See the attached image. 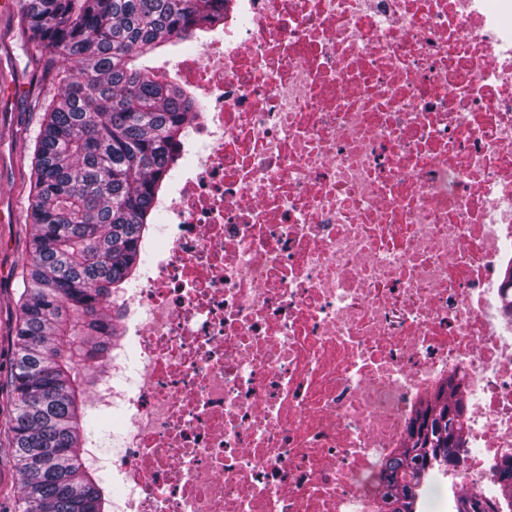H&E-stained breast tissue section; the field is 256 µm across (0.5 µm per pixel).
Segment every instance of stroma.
Instances as JSON below:
<instances>
[{
  "label": "stroma",
  "instance_id": "1",
  "mask_svg": "<svg viewBox=\"0 0 512 512\" xmlns=\"http://www.w3.org/2000/svg\"><path fill=\"white\" fill-rule=\"evenodd\" d=\"M18 5L0 9V380H6L14 356L17 291L27 269L31 226L27 217L30 157L43 100L58 94L57 63L31 58L15 34ZM7 414H0V512H22L19 473L5 444Z\"/></svg>",
  "mask_w": 512,
  "mask_h": 512
}]
</instances>
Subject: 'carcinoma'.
<instances>
[{"label": "carcinoma", "instance_id": "cac0c4a2", "mask_svg": "<svg viewBox=\"0 0 512 512\" xmlns=\"http://www.w3.org/2000/svg\"><path fill=\"white\" fill-rule=\"evenodd\" d=\"M20 36L62 63V90L42 109L31 148L32 255L17 300L8 448L24 512H107L84 456L89 390L104 379L117 336L109 301L143 264L171 164L202 103L138 61L224 17V0H20ZM463 375L419 400L373 482V512H417L436 467L467 454ZM512 512V455L493 467Z\"/></svg>", "mask_w": 512, "mask_h": 512}]
</instances>
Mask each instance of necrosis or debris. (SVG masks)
Masks as SVG:
<instances>
[{
	"mask_svg": "<svg viewBox=\"0 0 512 512\" xmlns=\"http://www.w3.org/2000/svg\"><path fill=\"white\" fill-rule=\"evenodd\" d=\"M173 78L202 101L170 222L114 301L92 408L110 512H373L419 397L464 375L512 455V0H225Z\"/></svg>",
	"mask_w": 512,
	"mask_h": 512,
	"instance_id": "1",
	"label": "necrosis or debris"
}]
</instances>
